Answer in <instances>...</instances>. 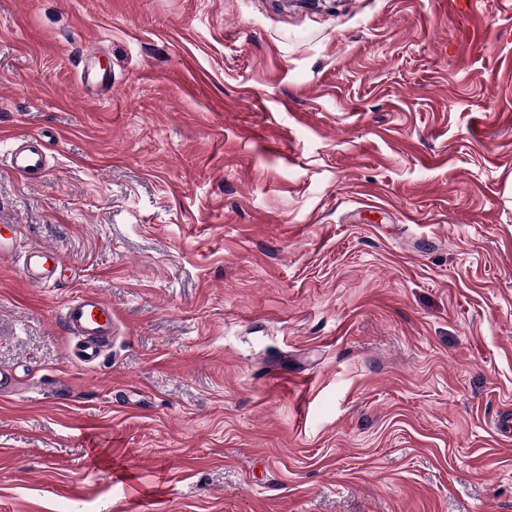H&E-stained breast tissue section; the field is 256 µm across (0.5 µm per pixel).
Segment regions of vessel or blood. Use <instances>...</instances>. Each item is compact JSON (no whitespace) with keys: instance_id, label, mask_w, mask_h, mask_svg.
<instances>
[{"instance_id":"vessel-or-blood-1","label":"vessel or blood","mask_w":512,"mask_h":512,"mask_svg":"<svg viewBox=\"0 0 512 512\" xmlns=\"http://www.w3.org/2000/svg\"><path fill=\"white\" fill-rule=\"evenodd\" d=\"M10 165L19 176L34 180L46 173L47 156L36 138L27 136L22 145L12 151ZM0 257L19 258L24 278L33 284L53 280L63 263L61 255L51 247L34 245L21 249L13 239L1 233ZM63 323L67 332L79 339L74 355L80 364L96 366L104 347L112 341L111 305L94 294L80 296L65 305Z\"/></svg>"}]
</instances>
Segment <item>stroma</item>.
Instances as JSON below:
<instances>
[{
  "instance_id": "obj_1",
  "label": "stroma",
  "mask_w": 512,
  "mask_h": 512,
  "mask_svg": "<svg viewBox=\"0 0 512 512\" xmlns=\"http://www.w3.org/2000/svg\"><path fill=\"white\" fill-rule=\"evenodd\" d=\"M0 224V512H512L500 0H0ZM22 138V145L10 154L11 168L27 180L41 178L47 172V156L34 136ZM0 257H20L22 274L32 284H47L56 277L59 267L63 264L61 255L55 249L44 245L20 249L13 238L4 236L1 228ZM63 323L70 335L80 338L74 349L80 364L96 366L112 342V306L94 294L80 296L65 305Z\"/></svg>"
}]
</instances>
